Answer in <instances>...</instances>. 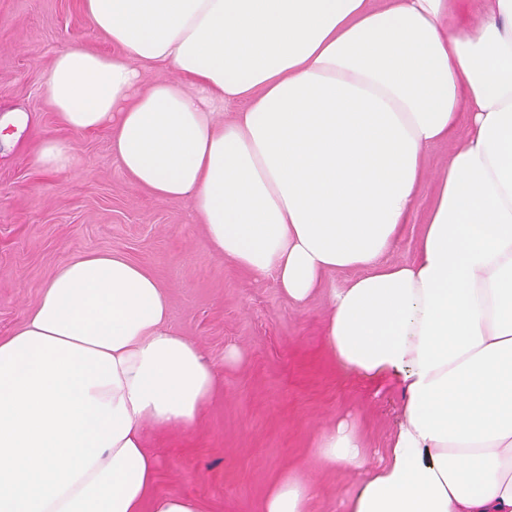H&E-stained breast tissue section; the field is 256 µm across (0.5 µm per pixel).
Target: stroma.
Instances as JSON below:
<instances>
[{
	"mask_svg": "<svg viewBox=\"0 0 512 512\" xmlns=\"http://www.w3.org/2000/svg\"><path fill=\"white\" fill-rule=\"evenodd\" d=\"M71 45L113 51L81 0H0V121L11 122L10 140H0V336L22 323L63 263L96 252L125 255L168 293L171 327L224 372L196 429L146 431L159 461L157 492L195 496L206 512H260L271 487L291 471L318 487L310 512H342L360 475L317 466L318 434L349 424L369 465H377L404 404L395 381L354 378L326 352L328 300L357 270L326 272L319 292L298 307L274 279L253 280L226 262L190 220L187 202L160 200L132 184L107 131L63 127L45 85L55 56ZM50 136L72 146L73 171L37 168ZM450 149L443 143L427 152L416 208L388 261L416 259L420 221ZM231 350L238 357L225 362Z\"/></svg>",
	"mask_w": 512,
	"mask_h": 512,
	"instance_id": "stroma-1",
	"label": "stroma"
}]
</instances>
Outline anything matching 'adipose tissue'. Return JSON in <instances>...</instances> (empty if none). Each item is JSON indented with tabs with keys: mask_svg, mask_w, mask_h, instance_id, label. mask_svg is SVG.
Returning <instances> with one entry per match:
<instances>
[{
	"mask_svg": "<svg viewBox=\"0 0 512 512\" xmlns=\"http://www.w3.org/2000/svg\"><path fill=\"white\" fill-rule=\"evenodd\" d=\"M82 0L112 54L55 57L69 130H107L132 184L183 199L210 246L305 304L324 341L405 392L384 460L345 425L315 460L363 474L345 512H512V0ZM145 68L171 70L142 87ZM231 122L220 117L229 105ZM415 262H386L424 157L458 128ZM167 292L113 252L61 265L0 337V512H204L156 493L144 428L189 431L224 379L169 324ZM285 474L262 512H308Z\"/></svg>",
	"mask_w": 512,
	"mask_h": 512,
	"instance_id": "ef3b65f1",
	"label": "adipose tissue"
}]
</instances>
